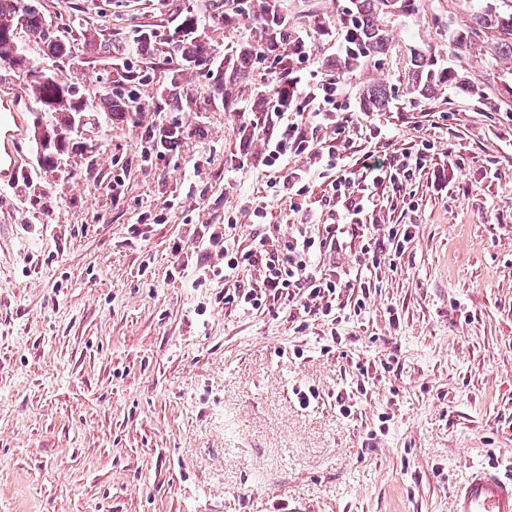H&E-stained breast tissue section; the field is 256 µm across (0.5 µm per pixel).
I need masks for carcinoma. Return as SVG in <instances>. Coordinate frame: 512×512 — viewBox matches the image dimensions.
I'll use <instances>...</instances> for the list:
<instances>
[{"label":"carcinoma","instance_id":"obj_1","mask_svg":"<svg viewBox=\"0 0 512 512\" xmlns=\"http://www.w3.org/2000/svg\"><path fill=\"white\" fill-rule=\"evenodd\" d=\"M226 0H205L204 11L186 12L176 19L175 25L164 33L142 30L135 35L132 43L116 48L101 38L100 34L79 24L75 28L85 46L107 59L118 55L126 60L118 79L113 81L112 90H101L90 97L85 83L57 78L49 81L38 80L42 68L24 52L13 35L15 24L25 29L34 41L42 46L48 57L69 54V43L52 35L45 18L40 13L37 0H0V57L12 61V72L16 79L33 76V84L23 87L39 108L50 106L46 129L33 124L35 141L45 138L48 144L42 146L39 162L45 170L53 172L58 168L63 153L80 149V141L73 131L74 122L82 124L110 125L116 120L136 121L144 107L139 105L141 87L151 80L148 70L137 66L134 59L148 55H162L166 64L173 69L170 86L163 101H170L183 112L190 108L193 99L182 86L181 76L194 71H204L212 79V100L224 106V111H235L237 98L232 90L241 75L259 64H270L278 85L293 86L292 73L300 62V42L294 37L289 19L276 12L257 11L258 0H232V15L225 12ZM421 0H345L336 15V26L343 38V51L336 57L333 69L341 76L365 62L378 63L386 57L403 58L405 77L410 93L430 98L445 86L459 95H473L474 86L460 72L451 67L440 68L431 50H409L402 56L401 47L389 39L387 18L401 14H421ZM489 0H479L477 9L469 22L448 27V48L460 51L481 40L489 30H496L512 36V9L488 8ZM230 20H257L264 33V41L239 52L236 58L224 61V66L214 65L210 43L202 36L207 21L214 16ZM390 90L382 83H373L363 90L361 102L369 112H379L389 104ZM184 126L177 115L167 117V124L153 131L149 137V150L161 153L179 142Z\"/></svg>","mask_w":512,"mask_h":512}]
</instances>
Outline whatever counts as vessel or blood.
I'll return each mask as SVG.
<instances>
[{
    "mask_svg": "<svg viewBox=\"0 0 512 512\" xmlns=\"http://www.w3.org/2000/svg\"><path fill=\"white\" fill-rule=\"evenodd\" d=\"M21 114L14 107L0 108V134L7 145L0 153V173L14 172L19 163L20 144L17 130ZM452 512H512V477L501 478L489 469L475 471L454 497Z\"/></svg>",
    "mask_w": 512,
    "mask_h": 512,
    "instance_id": "1",
    "label": "vessel or blood"
}]
</instances>
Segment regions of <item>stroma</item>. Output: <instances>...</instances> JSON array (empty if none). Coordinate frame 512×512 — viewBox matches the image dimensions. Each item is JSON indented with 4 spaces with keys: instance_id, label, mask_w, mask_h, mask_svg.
I'll return each mask as SVG.
<instances>
[{
    "instance_id": "stroma-1",
    "label": "stroma",
    "mask_w": 512,
    "mask_h": 512,
    "mask_svg": "<svg viewBox=\"0 0 512 512\" xmlns=\"http://www.w3.org/2000/svg\"><path fill=\"white\" fill-rule=\"evenodd\" d=\"M342 3L265 0L292 18L305 47L298 94L330 79ZM41 4L55 31L80 16L124 45L204 0ZM476 7L423 0L424 17H392L388 30L462 68L477 96L444 89L418 99L402 66L368 62L337 85L351 128L314 131L315 144L357 164L427 150L410 208L363 217L416 225L415 239L382 262L364 313L335 324L299 325L284 303L227 310L223 278L200 285L192 275L197 261L218 262L201 225L236 221L245 247L256 205L271 238L300 221L264 164L269 131L242 137L254 92L271 88L267 67L241 77L233 112L211 100L207 75H186V133L146 162L144 138L166 121L158 103L171 77L162 60H147L146 111L87 128L86 150L62 156L56 172L36 157L33 100L0 70V97L24 121L20 165L0 180V512H451L474 469H512V62L498 56L496 33L458 54L446 36ZM208 35L221 61L262 30L244 21ZM17 40L62 78L104 87L114 78L81 42L56 59L25 32ZM376 81L394 99L368 112L362 91ZM452 156L459 167L449 168ZM301 385L319 392L306 407L293 394ZM340 397L354 416L339 413Z\"/></svg>"
}]
</instances>
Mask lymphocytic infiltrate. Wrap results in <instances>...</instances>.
Here are the masks:
<instances>
[{
  "label": "lymphocytic infiltrate",
  "instance_id": "1",
  "mask_svg": "<svg viewBox=\"0 0 512 512\" xmlns=\"http://www.w3.org/2000/svg\"><path fill=\"white\" fill-rule=\"evenodd\" d=\"M278 97L280 107L275 115L253 113L249 125L255 129L270 121L275 123L266 164L274 170L277 182L287 190L289 198L295 199V209L302 219L277 243H269L266 235L259 233L246 247L228 237L225 225H207L203 234L206 248L220 256L223 263L200 265L197 279L203 282L212 275L223 276L224 305L228 308L245 312L283 300L299 306L303 316L334 323L341 311L362 313L371 282L351 276L339 262L321 267L319 258L342 252L347 242L354 239L359 240L360 251L372 268H379L383 256L402 255L414 237L412 225L393 224L380 232L374 225L360 223L359 217L364 212L405 201L411 194L412 179L424 169L426 159L420 151L396 152L354 168L335 148H316L302 128L303 121L308 120L316 125H335L340 133L345 131L352 115L337 105L335 87L307 89L304 105L308 110L304 113L287 88H280ZM303 153L317 155L323 173L333 177L337 192L343 196V205L333 223L313 226L303 216L305 207L299 198L306 192L311 173L287 164L288 157ZM247 268L262 272L260 285L244 283L240 273Z\"/></svg>",
  "mask_w": 512,
  "mask_h": 512
}]
</instances>
